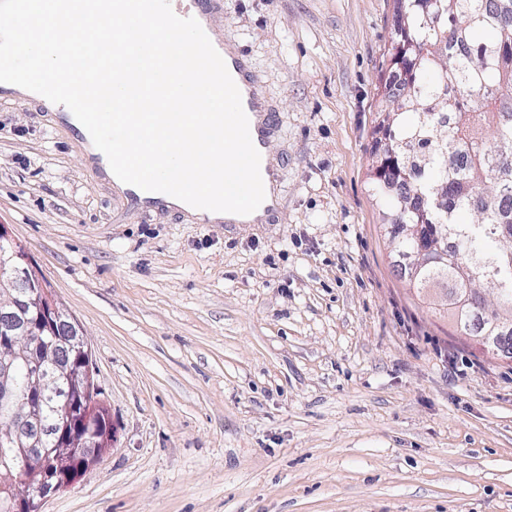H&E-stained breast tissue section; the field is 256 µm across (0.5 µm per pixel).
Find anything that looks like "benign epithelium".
<instances>
[{
	"label": "benign epithelium",
	"mask_w": 512,
	"mask_h": 512,
	"mask_svg": "<svg viewBox=\"0 0 512 512\" xmlns=\"http://www.w3.org/2000/svg\"><path fill=\"white\" fill-rule=\"evenodd\" d=\"M22 281L27 295L9 289ZM0 404L11 420L0 432V446L23 463L9 481L10 512H41L50 494L72 484L97 464L109 447L108 433L89 431L90 411L78 410L87 390L78 367L86 342L80 327L62 319L59 309L43 296L40 271L29 255L15 253L0 260ZM28 370L25 393L18 391L20 366Z\"/></svg>",
	"instance_id": "benign-epithelium-1"
}]
</instances>
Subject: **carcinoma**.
<instances>
[{"mask_svg":"<svg viewBox=\"0 0 512 512\" xmlns=\"http://www.w3.org/2000/svg\"><path fill=\"white\" fill-rule=\"evenodd\" d=\"M395 25L404 78L381 83L372 177L386 236L417 292L446 285L457 331L510 356L512 0H395Z\"/></svg>","mask_w":512,"mask_h":512,"instance_id":"1","label":"carcinoma"}]
</instances>
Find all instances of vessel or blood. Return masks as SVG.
Here are the masks:
<instances>
[{"label":"vessel or blood","instance_id":"vessel-or-blood-1","mask_svg":"<svg viewBox=\"0 0 512 512\" xmlns=\"http://www.w3.org/2000/svg\"><path fill=\"white\" fill-rule=\"evenodd\" d=\"M223 12V0H194L190 15L199 22L214 48L222 56L241 93L252 142L260 155L264 156L271 150V132L266 119L260 78L248 54L225 40L219 31L217 21ZM125 196L148 211L171 210L175 207L173 197L160 192H146L132 185L127 186Z\"/></svg>","mask_w":512,"mask_h":512}]
</instances>
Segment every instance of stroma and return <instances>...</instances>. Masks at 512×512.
<instances>
[{
  "mask_svg": "<svg viewBox=\"0 0 512 512\" xmlns=\"http://www.w3.org/2000/svg\"><path fill=\"white\" fill-rule=\"evenodd\" d=\"M394 0H224L282 215L145 212L0 99V224L78 322L115 440L42 512H512V358L410 288L369 177Z\"/></svg>",
  "mask_w": 512,
  "mask_h": 512,
  "instance_id": "obj_1",
  "label": "stroma"
}]
</instances>
